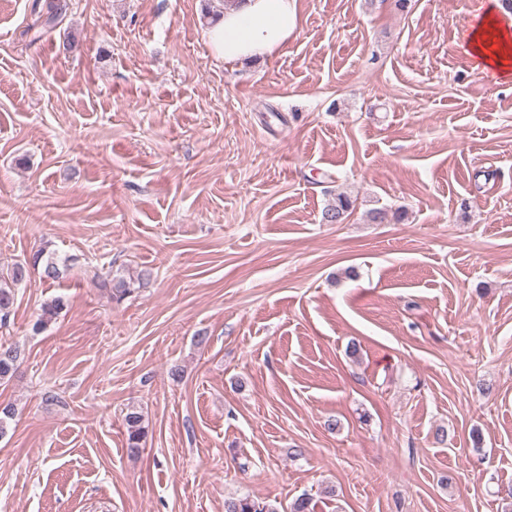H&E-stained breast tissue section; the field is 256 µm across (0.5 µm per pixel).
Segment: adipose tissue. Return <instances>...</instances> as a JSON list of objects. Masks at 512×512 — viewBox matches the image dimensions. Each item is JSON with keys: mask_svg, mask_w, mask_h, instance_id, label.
Wrapping results in <instances>:
<instances>
[{"mask_svg": "<svg viewBox=\"0 0 512 512\" xmlns=\"http://www.w3.org/2000/svg\"><path fill=\"white\" fill-rule=\"evenodd\" d=\"M298 0H230L209 32L217 59L241 61L268 56L280 48L299 26ZM497 0L472 31L471 50L483 70L512 78V15H498Z\"/></svg>", "mask_w": 512, "mask_h": 512, "instance_id": "adipose-tissue-1", "label": "adipose tissue"}]
</instances>
